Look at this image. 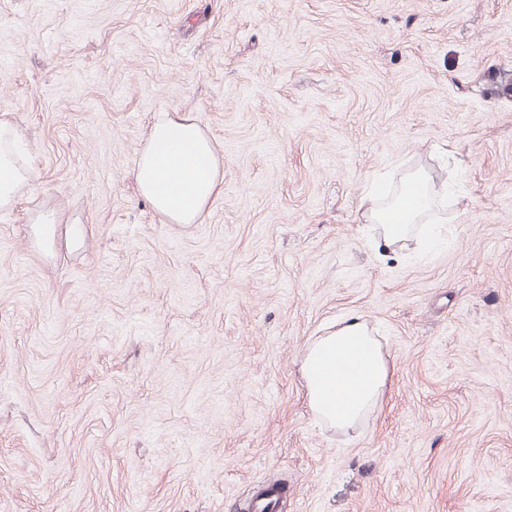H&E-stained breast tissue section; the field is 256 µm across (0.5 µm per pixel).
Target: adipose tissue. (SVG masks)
Listing matches in <instances>:
<instances>
[{"instance_id": "obj_1", "label": "adipose tissue", "mask_w": 512, "mask_h": 512, "mask_svg": "<svg viewBox=\"0 0 512 512\" xmlns=\"http://www.w3.org/2000/svg\"><path fill=\"white\" fill-rule=\"evenodd\" d=\"M17 129L0 120V208L12 207L20 185L32 172L14 160ZM138 193L166 224H195L224 184V164L213 144L190 116L163 112L147 130L132 172ZM430 174L409 172L403 188L415 191L416 204L399 216L381 207L367 191L358 208L376 225L388 252L407 249L410 226L430 208ZM298 362L308 408L323 427L339 433L357 430L383 403L391 379L389 353L368 323L351 315L329 325L323 335L310 337Z\"/></svg>"}]
</instances>
